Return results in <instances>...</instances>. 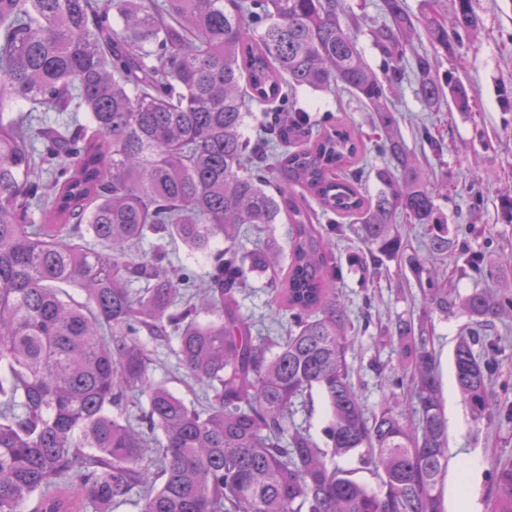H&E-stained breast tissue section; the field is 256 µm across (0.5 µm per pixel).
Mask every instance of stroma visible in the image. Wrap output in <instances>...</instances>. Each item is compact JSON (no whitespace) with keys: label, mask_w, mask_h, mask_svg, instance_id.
<instances>
[{"label":"stroma","mask_w":512,"mask_h":512,"mask_svg":"<svg viewBox=\"0 0 512 512\" xmlns=\"http://www.w3.org/2000/svg\"><path fill=\"white\" fill-rule=\"evenodd\" d=\"M348 18L358 19V47L372 68L382 57L369 34L383 22L381 0H345ZM479 18L476 32L462 35L453 51L433 48L424 29H417L412 47L430 54L439 77L468 85L471 109L426 110L416 97V78L406 70L402 84L388 97L396 127L407 147L423 165L431 167L433 181L445 187L436 200L437 216L448 226V254L442 267L458 294L483 288L512 297V271L501 264L512 252V213L504 198L512 193V0H472ZM299 103L315 121L329 116L346 119L363 136H371L373 114L356 97L336 98L321 91L303 90ZM430 131L441 146L432 151L422 139ZM367 251L351 230L336 239L341 275L336 292L350 310L354 347L348 354L353 381L369 410L379 408L394 381L400 379L395 342L386 330L397 321L423 320L439 363L443 409L448 422V469L443 481L446 512H457L461 496H472L478 512H491L490 473L497 460L512 459V312L493 325H475L461 310L424 316L425 300L411 275L407 260L397 256L373 266ZM478 255L471 266L469 255ZM243 314L254 332L280 335L288 320L275 300L266 277L254 276L238 296ZM476 335L474 351L495 364L489 390L498 405L490 418L474 420L458 393L452 353L460 337ZM150 375L189 404H197L200 389L175 368L166 343L148 341Z\"/></svg>","instance_id":"obj_1"}]
</instances>
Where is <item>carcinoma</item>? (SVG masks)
Wrapping results in <instances>:
<instances>
[{
  "label": "carcinoma",
  "mask_w": 512,
  "mask_h": 512,
  "mask_svg": "<svg viewBox=\"0 0 512 512\" xmlns=\"http://www.w3.org/2000/svg\"><path fill=\"white\" fill-rule=\"evenodd\" d=\"M382 9L379 75L341 0H0V512L34 497L37 512H112L135 488L139 512H445L448 425L425 323L390 330L411 371V415L391 405L400 381L368 411L348 363L335 237L310 203L353 220L373 259L404 251L401 220L428 231L429 254L448 252L430 172L384 100L416 24L446 51L479 19L472 0H456L451 33L434 11ZM414 64L427 109L469 111L464 84L441 82L427 54ZM302 88L349 90L373 108L389 159L376 194L346 174L361 136L341 121L310 134ZM252 103L273 117L247 135ZM282 218L278 301L291 328L277 342L253 335L237 296L276 271L280 250L239 238ZM149 236L224 249L201 285L138 253ZM407 262L430 311L457 304L483 324L512 308L480 288L450 300L427 258ZM143 336L175 341L202 408L150 378ZM453 363L475 418L494 415L491 362L462 338ZM314 390L328 402L323 448L295 421ZM136 396L146 407L133 419ZM355 451L378 489L339 464ZM492 470V512H512V461Z\"/></svg>",
  "instance_id": "carcinoma-1"
}]
</instances>
